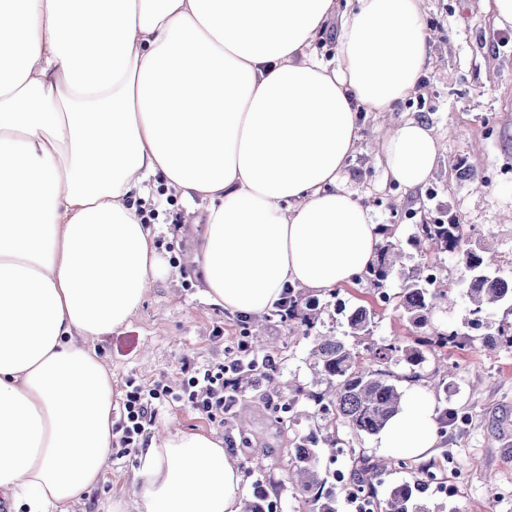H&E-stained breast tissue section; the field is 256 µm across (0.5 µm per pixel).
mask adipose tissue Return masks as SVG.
<instances>
[{
	"mask_svg": "<svg viewBox=\"0 0 512 512\" xmlns=\"http://www.w3.org/2000/svg\"><path fill=\"white\" fill-rule=\"evenodd\" d=\"M421 0H0V495L68 512L112 448V376L89 343L124 327L165 265L142 184L206 201L205 294L260 315L286 288L354 283L383 238L344 184L361 119L425 74ZM337 24L335 53L315 43ZM379 146L423 185L439 144L408 121ZM383 447L440 441L410 394ZM241 473L202 430L143 450L136 512H240Z\"/></svg>",
	"mask_w": 512,
	"mask_h": 512,
	"instance_id": "1",
	"label": "adipose tissue"
}]
</instances>
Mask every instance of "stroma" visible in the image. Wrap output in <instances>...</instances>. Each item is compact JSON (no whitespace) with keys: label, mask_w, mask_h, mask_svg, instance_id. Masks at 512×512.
Listing matches in <instances>:
<instances>
[{"label":"stroma","mask_w":512,"mask_h":512,"mask_svg":"<svg viewBox=\"0 0 512 512\" xmlns=\"http://www.w3.org/2000/svg\"><path fill=\"white\" fill-rule=\"evenodd\" d=\"M421 10L431 64L417 92L395 112L367 117L344 185L370 207L376 221L395 225L407 266L439 264L441 277L454 291L460 276L457 260L432 250L419 253L410 240L418 218H437L446 208L457 215L469 246L490 249L498 272L512 274V24L496 25L483 0H422ZM410 120L427 124L439 142L433 173L417 190L383 185L379 130ZM460 159L465 162L461 169L456 166ZM165 186L161 177L149 183L142 212L158 216L160 231L154 245L167 271L127 326L93 341L92 347L122 396L138 385L178 387L183 366L223 364L238 356L242 337L253 351L272 353L279 364L275 383L247 391L245 401L224 416L208 421L186 404L167 399L149 432L154 435L172 425L232 440L229 454L239 469L256 458L263 461L253 476L243 478L242 497L253 495L259 480L275 505L273 512H313L311 503L289 483L288 448L295 435L314 427L311 405L292 400L295 388H321L310 358L314 337H345L366 361L370 343L408 342L405 322L393 306L377 305L372 337L347 335V313L374 302L377 295L367 282L343 286L335 296L320 295L323 311L311 336L289 331L274 319L256 323L210 304L188 260L202 233L199 220L205 204H186L177 192L165 195ZM389 369L398 376L402 393L419 391L439 411L454 406L468 422L459 430L443 428L441 445L430 456L409 458L404 467L392 466L377 486L379 499H386L393 487L413 482L417 466L434 470L452 455L458 461L461 487L452 497L427 491L422 500L430 512H512V350H491L467 339L461 347L430 354L420 381L408 380L405 363L390 364ZM442 374L450 383L446 392L430 386ZM339 435L344 446L337 453H329L326 443L318 442L321 471L349 468L356 453L375 458L390 454L378 436L357 437L345 427ZM138 464V453L113 445L103 481L75 500L69 512H108L113 501L130 500Z\"/></svg>","instance_id":"1"}]
</instances>
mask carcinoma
<instances>
[{
  "label": "carcinoma",
  "mask_w": 512,
  "mask_h": 512,
  "mask_svg": "<svg viewBox=\"0 0 512 512\" xmlns=\"http://www.w3.org/2000/svg\"><path fill=\"white\" fill-rule=\"evenodd\" d=\"M414 242L431 249L460 258L463 267L459 285L463 296L459 303L464 310L462 326L468 330L483 331L481 343L494 348H512V323L497 322L494 311L500 305L512 308V277L495 275L490 271L487 255L463 244L462 225L455 215L448 220L439 219L417 225ZM384 242L377 251L372 268L357 278L366 280L381 289L391 276L402 279L401 291L394 294V308L401 311L407 323L411 344L403 345L396 340L375 343L367 351L372 365L366 367L346 342L336 336H320L312 350L313 365L322 376L325 389L305 393L321 412L335 411V417L357 435L379 433L398 411L402 394L394 383L395 375L387 369L388 363L404 362L410 366L408 379L422 378L419 368L427 359V353L437 348L461 345V333L456 329L439 330L432 326L431 317L438 302L447 299L448 291L432 273L426 270L399 268L398 245L393 242V228L382 229ZM288 306L292 314L288 324L308 332L315 327L321 307L311 298H303L294 288H288ZM376 309L371 305H358L347 316L349 335H372ZM313 434L297 439L289 455V467L298 482L294 484L315 505L313 512H336V491H358L369 499H376V483L387 466L365 455L354 458L352 468L344 472L345 483L339 485L328 472L320 474L317 466ZM431 477L425 468L419 469L414 484L403 483L394 487L383 502L382 512H427L424 506L414 502V491Z\"/></svg>",
  "instance_id": "carcinoma-1"
}]
</instances>
